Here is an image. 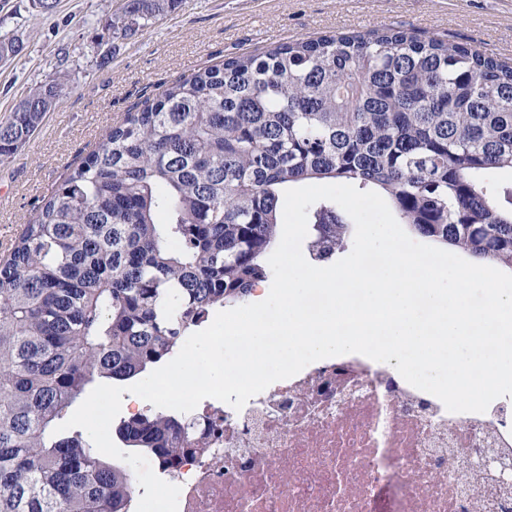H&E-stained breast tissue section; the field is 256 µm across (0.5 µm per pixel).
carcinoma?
Here are the masks:
<instances>
[{"mask_svg": "<svg viewBox=\"0 0 512 512\" xmlns=\"http://www.w3.org/2000/svg\"><path fill=\"white\" fill-rule=\"evenodd\" d=\"M177 0H125L126 38ZM22 45L0 33V59ZM51 79L0 124L14 155L60 100ZM512 66L384 25L231 57L127 112L24 225L0 262V512H130L127 469L84 430L56 431L99 384L166 362L270 275L285 190L380 193L418 235L512 268ZM354 222L308 210L306 252L330 262ZM196 420H120L118 440L173 468Z\"/></svg>", "mask_w": 512, "mask_h": 512, "instance_id": "cac0c4a2", "label": "carcinoma"}]
</instances>
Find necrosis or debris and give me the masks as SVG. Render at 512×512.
Returning a JSON list of instances; mask_svg holds the SVG:
<instances>
[{"mask_svg":"<svg viewBox=\"0 0 512 512\" xmlns=\"http://www.w3.org/2000/svg\"><path fill=\"white\" fill-rule=\"evenodd\" d=\"M207 454L159 478L178 512H512V496L463 486L460 455L512 454V398L452 413L390 365L359 354L311 363L242 409L207 398Z\"/></svg>","mask_w":512,"mask_h":512,"instance_id":"4bbe7bcc","label":"necrosis or debris"}]
</instances>
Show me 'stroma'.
<instances>
[{
    "instance_id": "1",
    "label": "stroma",
    "mask_w": 512,
    "mask_h": 512,
    "mask_svg": "<svg viewBox=\"0 0 512 512\" xmlns=\"http://www.w3.org/2000/svg\"><path fill=\"white\" fill-rule=\"evenodd\" d=\"M121 6L57 0L52 13L37 16L31 0H0V30L23 45L0 61V122L40 83L64 84L26 145L0 160V257L113 123L224 59L330 32L366 36L389 24L512 63V0H178L152 25L116 39L103 23Z\"/></svg>"
}]
</instances>
